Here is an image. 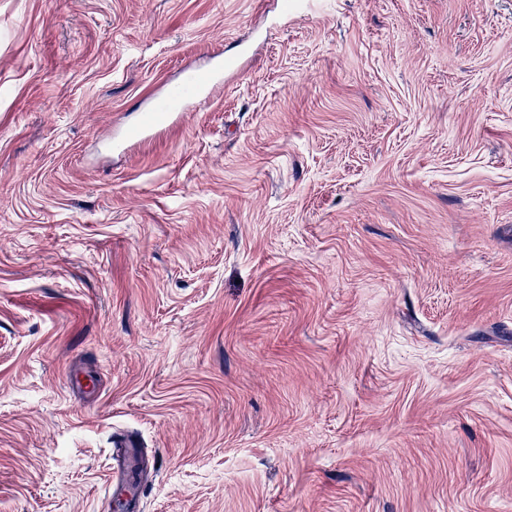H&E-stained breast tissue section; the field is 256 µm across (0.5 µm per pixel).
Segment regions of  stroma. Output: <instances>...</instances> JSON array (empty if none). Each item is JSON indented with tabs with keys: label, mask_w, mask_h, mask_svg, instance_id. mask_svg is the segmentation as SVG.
<instances>
[{
	"label": "stroma",
	"mask_w": 512,
	"mask_h": 512,
	"mask_svg": "<svg viewBox=\"0 0 512 512\" xmlns=\"http://www.w3.org/2000/svg\"><path fill=\"white\" fill-rule=\"evenodd\" d=\"M291 5L0 0V512H512V0ZM221 85L219 67L188 69L182 83L168 87L164 93L154 99L151 106L152 113L138 128L137 134L143 137L159 119L183 112L190 98L199 97L204 93L210 94ZM113 484L116 481V489H120V481L130 478L137 470L136 454L130 450L119 451L114 456Z\"/></svg>",
	"instance_id": "35a3bbf8"
}]
</instances>
